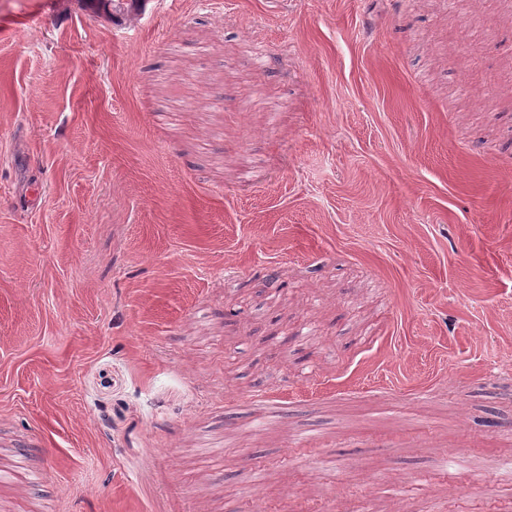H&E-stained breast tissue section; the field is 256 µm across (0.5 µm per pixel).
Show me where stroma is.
Here are the masks:
<instances>
[{
    "label": "stroma",
    "mask_w": 512,
    "mask_h": 512,
    "mask_svg": "<svg viewBox=\"0 0 512 512\" xmlns=\"http://www.w3.org/2000/svg\"><path fill=\"white\" fill-rule=\"evenodd\" d=\"M458 450L512 460V0H0V512H512Z\"/></svg>",
    "instance_id": "obj_1"
}]
</instances>
